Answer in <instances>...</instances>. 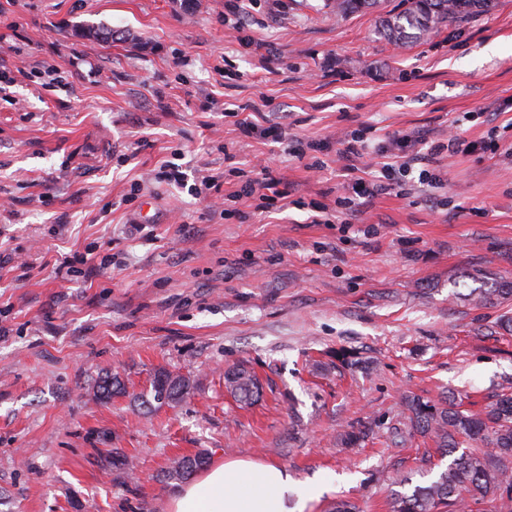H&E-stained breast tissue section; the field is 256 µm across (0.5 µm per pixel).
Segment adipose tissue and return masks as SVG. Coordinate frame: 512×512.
<instances>
[{"mask_svg": "<svg viewBox=\"0 0 512 512\" xmlns=\"http://www.w3.org/2000/svg\"><path fill=\"white\" fill-rule=\"evenodd\" d=\"M326 487L308 484L297 494L288 473L273 464L236 458L213 465L172 496L171 512H304Z\"/></svg>", "mask_w": 512, "mask_h": 512, "instance_id": "1", "label": "adipose tissue"}]
</instances>
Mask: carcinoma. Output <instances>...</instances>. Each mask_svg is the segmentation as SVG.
I'll use <instances>...</instances> for the list:
<instances>
[{"label":"carcinoma","mask_w":512,"mask_h":512,"mask_svg":"<svg viewBox=\"0 0 512 512\" xmlns=\"http://www.w3.org/2000/svg\"><path fill=\"white\" fill-rule=\"evenodd\" d=\"M496 0H406L405 9L381 20L377 33L390 43L406 45L428 38L444 27L461 24L468 19L488 13ZM328 14L347 17L364 11H381V0H325ZM74 35L94 42L108 43L114 39L112 29L82 25ZM485 302L506 301L512 298V283L477 293ZM224 386L244 404L259 397L255 374L241 364L224 372ZM123 391L118 374H105L98 382L94 395L103 401ZM189 394L186 381L169 372L157 373L150 393L140 395L142 404H175ZM410 422L421 432L432 436L439 451L454 456L448 468L437 480L417 487L412 494L402 495L393 504V512H441L448 507L454 512H470L472 507L497 497L512 495V392H502L495 403L482 413L459 409L450 400L429 404L418 398L405 399ZM468 440L480 442L474 450L458 452ZM206 464L202 455L182 457L174 461L169 476L186 479Z\"/></svg>","instance_id":"obj_1"}]
</instances>
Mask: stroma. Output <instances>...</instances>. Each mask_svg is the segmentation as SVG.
Wrapping results in <instances>:
<instances>
[{"instance_id": "stroma-1", "label": "stroma", "mask_w": 512, "mask_h": 512, "mask_svg": "<svg viewBox=\"0 0 512 512\" xmlns=\"http://www.w3.org/2000/svg\"><path fill=\"white\" fill-rule=\"evenodd\" d=\"M197 3L0 0V512H169L171 463L197 454L325 482L306 512H392L449 464L404 397L480 410L512 391V301L472 294L512 282V0L408 46L324 0ZM87 22L122 38L75 37ZM240 108L306 153L243 136ZM353 131L365 152L338 159ZM395 135L440 147L442 185L311 223L352 179H382L371 151ZM267 161L285 208L235 195ZM169 163L216 177L223 205ZM89 249L104 269L57 273ZM243 361L250 406L224 387ZM161 370L191 390L143 407ZM107 373L124 391L101 402Z\"/></svg>"}]
</instances>
